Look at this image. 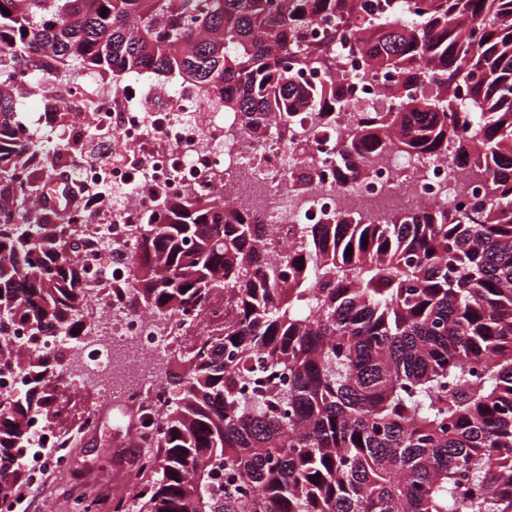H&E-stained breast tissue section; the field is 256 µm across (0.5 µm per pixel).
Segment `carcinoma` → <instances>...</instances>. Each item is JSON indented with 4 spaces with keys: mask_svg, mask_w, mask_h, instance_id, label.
I'll use <instances>...</instances> for the list:
<instances>
[{
    "mask_svg": "<svg viewBox=\"0 0 512 512\" xmlns=\"http://www.w3.org/2000/svg\"><path fill=\"white\" fill-rule=\"evenodd\" d=\"M320 16L334 24L319 40ZM344 46L395 78L387 107L354 111ZM147 69L277 140L299 190L400 151L489 192L466 210L310 219L288 247L219 193L162 199L133 288L112 298L190 337L168 359L183 396L162 413L147 489L113 512H512V0H0V320L67 340L34 357L0 340V368L31 377L0 401V484L30 480L17 449L33 418L62 416L88 305L79 229L66 238L39 209L14 219L60 156L13 89ZM303 113L348 117L336 166L309 158Z\"/></svg>",
    "mask_w": 512,
    "mask_h": 512,
    "instance_id": "1",
    "label": "carcinoma"
}]
</instances>
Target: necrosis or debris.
<instances>
[{
    "label": "necrosis or debris",
    "instance_id": "4bbe7bcc",
    "mask_svg": "<svg viewBox=\"0 0 512 512\" xmlns=\"http://www.w3.org/2000/svg\"><path fill=\"white\" fill-rule=\"evenodd\" d=\"M339 59L349 99L359 107H379L387 78L364 75L358 54L346 52ZM62 87L70 109L59 142L83 141L87 128L95 127L110 157L103 163L87 162L81 176L112 185L111 199L84 221L86 234L96 242L94 250L77 254L88 266L94 290L88 315L97 329L82 341L79 362L65 360L62 378L70 389H91L99 403L138 409L151 437L159 433L169 393L145 366H138L136 380L119 389L111 372L120 349L143 359L167 355L174 346L172 324L114 304L106 290L112 283L132 281L135 227L152 207L153 193L201 195L223 186L225 200L243 202L278 225L279 241L285 245L294 241L295 226L308 211L387 217L433 204L467 206L487 189L485 181L462 180L447 162L431 160L419 171L412 158L392 152L364 179L341 187L331 180L316 182L300 195L283 181L281 145L255 143L238 121L215 107L205 89L176 88L148 70L111 84L72 76Z\"/></svg>",
    "mask_w": 512,
    "mask_h": 512
}]
</instances>
